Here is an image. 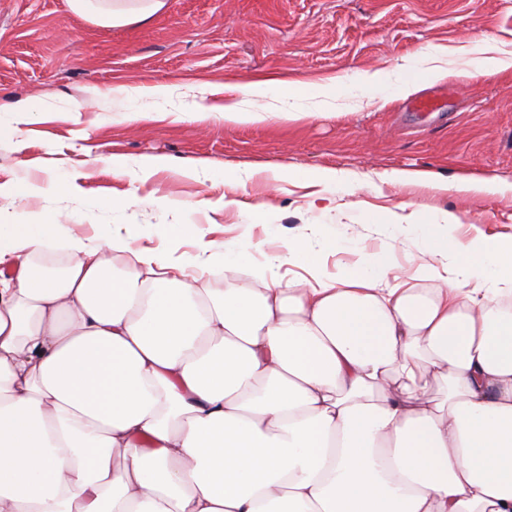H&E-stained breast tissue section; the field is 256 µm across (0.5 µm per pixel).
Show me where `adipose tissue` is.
I'll list each match as a JSON object with an SVG mask.
<instances>
[{"label": "adipose tissue", "instance_id": "obj_1", "mask_svg": "<svg viewBox=\"0 0 512 512\" xmlns=\"http://www.w3.org/2000/svg\"><path fill=\"white\" fill-rule=\"evenodd\" d=\"M69 4L118 26L163 0ZM415 69L257 82L186 118L298 121V99L406 92ZM168 94L101 97L135 122L133 102ZM273 178L330 203L360 180L295 164ZM409 224L442 240L396 284L378 259L327 275L329 228L192 262L117 235L0 232L17 259L0 270V512H512V238L457 240L438 211Z\"/></svg>", "mask_w": 512, "mask_h": 512}]
</instances>
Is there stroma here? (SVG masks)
Instances as JSON below:
<instances>
[{
  "label": "stroma",
  "mask_w": 512,
  "mask_h": 512,
  "mask_svg": "<svg viewBox=\"0 0 512 512\" xmlns=\"http://www.w3.org/2000/svg\"><path fill=\"white\" fill-rule=\"evenodd\" d=\"M477 45L512 54V0H164L147 20L117 27L74 14L67 0H0V183L15 186L0 194V224H41L88 241L118 234L132 249L173 246L190 260L232 237L270 253L288 236L330 223L355 247L327 252L328 273L370 254L406 279L420 246L401 217L432 209L452 213L459 236H512V192L455 188L467 176L512 183V69L474 71ZM436 56L446 77L415 73L412 93L355 100L332 118L249 126L172 118L238 99L266 76L326 84ZM117 85L167 86L162 116L114 119L94 94ZM422 96L435 97L437 111L410 107ZM34 97L47 111H12ZM76 102L82 112H73ZM113 155H161L170 166L133 183L113 175L105 163ZM284 163L366 173L374 185L326 216L311 209V186L273 185ZM228 164L263 172L243 190L191 176ZM417 169L445 189L385 180ZM125 196L129 204L111 208ZM223 196L233 206H218ZM205 198L212 206H202Z\"/></svg>",
  "instance_id": "stroma-1"
}]
</instances>
